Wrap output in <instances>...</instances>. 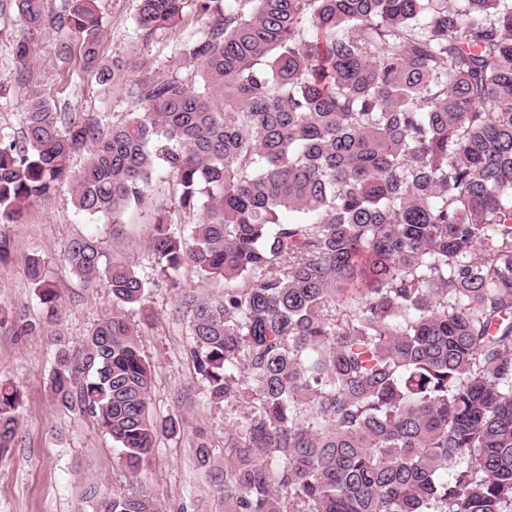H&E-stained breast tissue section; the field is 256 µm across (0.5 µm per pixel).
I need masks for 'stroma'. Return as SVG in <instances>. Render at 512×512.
<instances>
[{
  "label": "stroma",
  "mask_w": 512,
  "mask_h": 512,
  "mask_svg": "<svg viewBox=\"0 0 512 512\" xmlns=\"http://www.w3.org/2000/svg\"><path fill=\"white\" fill-rule=\"evenodd\" d=\"M138 5V0H99L104 17L100 56L117 66L107 88L83 68L78 50L60 59L58 49L67 34L44 29L35 40L25 85L0 97V135L19 134L30 90L68 111L94 113L110 122L139 111V103L127 92L136 62L146 61L160 71L172 68L176 47L201 30L202 22L190 9L172 31L150 35L134 24ZM173 205L172 179L159 172L147 187L144 205L114 222L78 212L65 185L32 203L22 223H0V234L14 244L12 262L0 266V310L38 327L22 338L0 328V379L23 392L15 446L0 460V512H93V504L82 499L92 483L111 492L147 491L160 512H224L223 494L196 462L195 432H207L214 446L212 463L223 467L224 438L240 427L243 410L211 402L205 383L197 378L190 355L191 315L184 304L185 295L216 298L224 287L202 279L188 264L175 281L159 275L150 249L152 214ZM85 232L94 233L108 253L125 257L147 281L144 311L134 321L152 370L149 411L159 420L172 416L183 421L177 434L158 436L150 462L135 475L119 464L115 444L92 418L61 405L47 388L56 338L79 349L99 315L112 308L104 286L83 282L63 261L70 240ZM35 251L50 260L49 274L59 295L57 312L40 303L27 276L26 258Z\"/></svg>",
  "instance_id": "obj_1"
}]
</instances>
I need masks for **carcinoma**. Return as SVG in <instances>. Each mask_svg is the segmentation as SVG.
<instances>
[{
	"label": "carcinoma",
	"instance_id": "cac0c4a2",
	"mask_svg": "<svg viewBox=\"0 0 512 512\" xmlns=\"http://www.w3.org/2000/svg\"><path fill=\"white\" fill-rule=\"evenodd\" d=\"M190 5L204 28L172 70L136 65L126 120L27 95L21 135L0 136V221L67 181L79 212L109 219L143 205L154 173L172 177L175 205L152 217L160 273L176 288L190 263L228 285L186 305L195 374L212 402L246 409L224 470L204 433L195 443L231 512H512V0H140L136 26L166 32ZM5 6L20 69L50 26L108 84L96 0ZM195 213L189 236L172 230ZM63 259L112 311L79 350L57 343L51 393L137 473L183 425L148 408L126 316L148 282L90 234ZM48 264L26 260L53 310ZM22 402L0 383V459ZM100 506L158 512L144 493Z\"/></svg>",
	"mask_w": 512,
	"mask_h": 512
}]
</instances>
